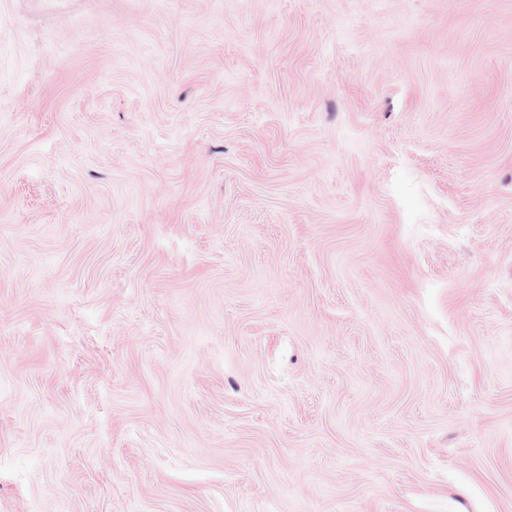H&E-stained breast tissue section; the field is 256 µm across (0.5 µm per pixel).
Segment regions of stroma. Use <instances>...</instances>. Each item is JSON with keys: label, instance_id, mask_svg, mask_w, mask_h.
<instances>
[{"label": "stroma", "instance_id": "1", "mask_svg": "<svg viewBox=\"0 0 512 512\" xmlns=\"http://www.w3.org/2000/svg\"><path fill=\"white\" fill-rule=\"evenodd\" d=\"M0 512H512V0H0Z\"/></svg>", "mask_w": 512, "mask_h": 512}]
</instances>
